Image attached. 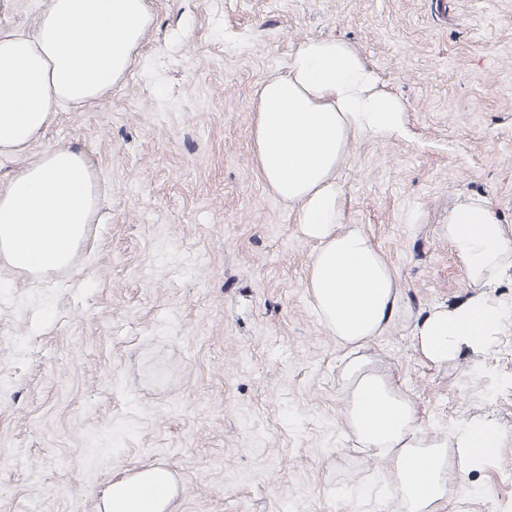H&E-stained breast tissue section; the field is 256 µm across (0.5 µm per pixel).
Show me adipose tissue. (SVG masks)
Returning <instances> with one entry per match:
<instances>
[{
	"label": "adipose tissue",
	"instance_id": "ef3b65f1",
	"mask_svg": "<svg viewBox=\"0 0 512 512\" xmlns=\"http://www.w3.org/2000/svg\"><path fill=\"white\" fill-rule=\"evenodd\" d=\"M151 15L147 0H47L32 33L0 30V155L22 162L0 185V259L32 277L69 266L99 205L86 158L51 144L35 159L28 147L44 136L62 107L99 103L132 62ZM399 99L375 69L338 39L304 41L286 74L257 90L254 157L270 191L294 205L296 221L319 247L306 287L326 329L345 347L347 422L361 447L393 478L403 512H441L464 486L467 463L491 456L495 430L470 426L428 432L412 399L390 373L360 350L384 333L399 311V279L368 236L342 227L343 189L336 172L349 142L388 137L402 121ZM448 243L471 290L466 303L441 307L415 327L421 358L447 364L481 351L502 311L487 290L512 265V227L485 197H466L448 212ZM171 471L144 466L112 481L102 512H169Z\"/></svg>",
	"mask_w": 512,
	"mask_h": 512
}]
</instances>
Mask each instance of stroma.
I'll list each match as a JSON object with an SVG mask.
<instances>
[{
	"instance_id": "stroma-1",
	"label": "stroma",
	"mask_w": 512,
	"mask_h": 512,
	"mask_svg": "<svg viewBox=\"0 0 512 512\" xmlns=\"http://www.w3.org/2000/svg\"><path fill=\"white\" fill-rule=\"evenodd\" d=\"M129 71L57 112L99 195L70 267L0 260V512H98L146 465L174 512H402L346 425L343 348L306 272L317 248L254 161L255 92L305 40L349 42L404 106L337 178L345 224L397 271L404 309L366 355L433 432L495 429L467 512H512V266L488 346L422 360L416 324L470 295L448 211L486 196L512 225V0H149Z\"/></svg>"
}]
</instances>
